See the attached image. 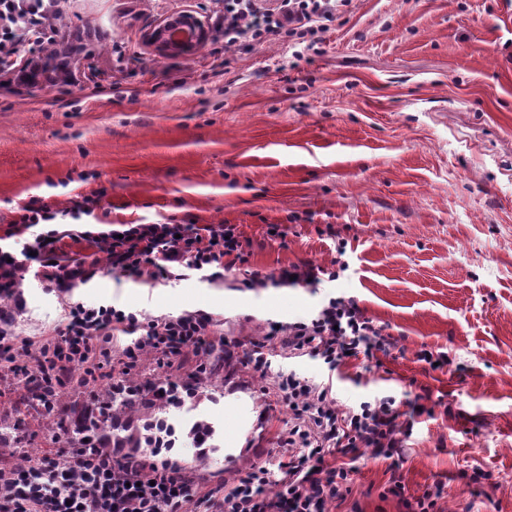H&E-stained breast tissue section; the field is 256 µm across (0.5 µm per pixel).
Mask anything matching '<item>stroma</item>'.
Listing matches in <instances>:
<instances>
[{
    "mask_svg": "<svg viewBox=\"0 0 512 512\" xmlns=\"http://www.w3.org/2000/svg\"><path fill=\"white\" fill-rule=\"evenodd\" d=\"M71 32L74 82L38 90L0 86V231L32 196L65 206L103 191L115 224L191 217L234 224L250 266L267 273L330 264L345 242L347 271L314 288L251 290L234 269L189 271L150 283L101 268L61 293L27 275L16 336L51 334L69 306L145 317L203 310L215 319L208 355L165 366L143 356L138 381L189 377L200 362L198 405L172 423L203 419L206 454L176 449L203 491L219 493L256 464L276 468L288 410L272 392L293 372L332 381L341 403L430 394L402 450L407 494L441 486L438 512H512V0H354L324 35V53L299 59L287 40L248 50L208 41L164 57L149 33L180 11L209 18L219 0H58ZM286 228L268 237V225ZM355 298L395 346L382 366L329 372L266 340L269 323ZM266 341L265 378L240 361ZM447 353V367L418 361ZM25 393L0 364V422L19 423L15 456L58 451L41 416L15 414ZM389 463L363 453L352 473L358 512H406L380 499ZM484 479L475 481L474 470Z\"/></svg>",
    "mask_w": 512,
    "mask_h": 512,
    "instance_id": "1",
    "label": "stroma"
}]
</instances>
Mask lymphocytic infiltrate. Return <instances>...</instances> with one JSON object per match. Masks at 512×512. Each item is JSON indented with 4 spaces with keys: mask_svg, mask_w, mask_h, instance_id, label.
Returning a JSON list of instances; mask_svg holds the SVG:
<instances>
[{
    "mask_svg": "<svg viewBox=\"0 0 512 512\" xmlns=\"http://www.w3.org/2000/svg\"><path fill=\"white\" fill-rule=\"evenodd\" d=\"M353 0H224L220 33L226 47L245 48L272 37L288 39L301 52L320 54L321 36ZM42 0H0V78L16 75L22 45L56 41L61 32L47 23ZM102 192L79 193L58 208L33 196L21 205L4 232L22 239L20 251L0 250V301L21 310L23 282L37 268L49 290L68 291L91 281L97 264L61 257L64 239L85 241L103 253L113 273L151 280L170 279L176 270H226L247 264L249 254L236 225L199 224L166 219L147 224L85 228ZM348 268L338 259L324 265L308 260L281 268L276 277L250 271L245 287L263 288L269 280L283 286L313 288L336 280ZM13 320L0 313V355L8 356L24 380L40 373L46 386L65 384L73 366L88 376L107 370L112 389L127 390V375L144 353L157 359L181 354L184 347L205 349L214 325L203 310L151 320L112 306H70L65 321L38 342L18 339ZM128 338L113 356L116 335ZM269 339L286 345L290 355L312 356L338 371L354 361L372 362L393 344L385 327L368 317L351 297L329 298L311 317L272 323ZM275 393L291 416L281 444L278 478L254 466L241 473L221 497L198 495L195 479L161 459L130 463L121 450L101 454L68 446L59 454L34 457L22 467L0 466V512H332L352 494L350 475L362 450L389 460L384 496L404 499L398 456L414 426V412L384 396L348 407L331 384L288 373L279 376Z\"/></svg>",
    "mask_w": 512,
    "mask_h": 512,
    "instance_id": "obj_1",
    "label": "lymphocytic infiltrate"
}]
</instances>
